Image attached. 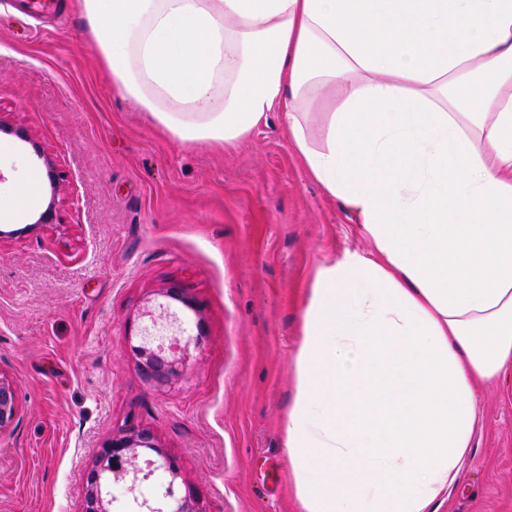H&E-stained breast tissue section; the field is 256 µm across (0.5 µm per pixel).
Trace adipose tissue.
Here are the masks:
<instances>
[{
    "mask_svg": "<svg viewBox=\"0 0 512 512\" xmlns=\"http://www.w3.org/2000/svg\"><path fill=\"white\" fill-rule=\"evenodd\" d=\"M81 9L162 130L233 148L278 113L374 246L308 289L286 426L303 512H439L470 471L475 384L512 366V0Z\"/></svg>",
    "mask_w": 512,
    "mask_h": 512,
    "instance_id": "1",
    "label": "adipose tissue"
}]
</instances>
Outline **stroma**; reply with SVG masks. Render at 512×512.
<instances>
[{
	"mask_svg": "<svg viewBox=\"0 0 512 512\" xmlns=\"http://www.w3.org/2000/svg\"><path fill=\"white\" fill-rule=\"evenodd\" d=\"M61 11L60 25L0 0V118L13 128L0 184L41 185L37 205L0 217V373L19 405L0 433V512H81L85 471L128 421L179 466L175 479L156 470L146 495L302 512L285 431L304 297L318 266L372 245L277 115L232 150L182 143L113 91L78 0ZM52 200L57 224L33 229ZM172 283L192 307L162 297ZM165 310L202 341L155 387L131 347ZM477 398L469 478L441 512H512V369Z\"/></svg>",
	"mask_w": 512,
	"mask_h": 512,
	"instance_id": "1",
	"label": "stroma"
}]
</instances>
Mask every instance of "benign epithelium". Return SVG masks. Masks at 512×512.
Here are the masks:
<instances>
[{
	"label": "benign epithelium",
	"instance_id": "benign-epithelium-1",
	"mask_svg": "<svg viewBox=\"0 0 512 512\" xmlns=\"http://www.w3.org/2000/svg\"><path fill=\"white\" fill-rule=\"evenodd\" d=\"M139 339L140 343L132 348V352L145 381L160 387L179 378L184 361L175 352L178 342H173L167 352L161 353L152 344L150 334L144 333ZM18 413L16 389L4 375L0 374V433L13 424ZM141 448L153 451L160 460L148 459L145 465H140ZM158 468L167 470L171 476L164 498L174 497L173 485L179 477L177 465L155 443L149 431L128 427L99 449L94 465L87 470L81 512H111L108 485L117 477L129 481L131 491L139 492V495L134 497L138 506L137 512H197L189 495L175 501L174 508L169 510L162 503L141 493L142 485Z\"/></svg>",
	"mask_w": 512,
	"mask_h": 512
}]
</instances>
